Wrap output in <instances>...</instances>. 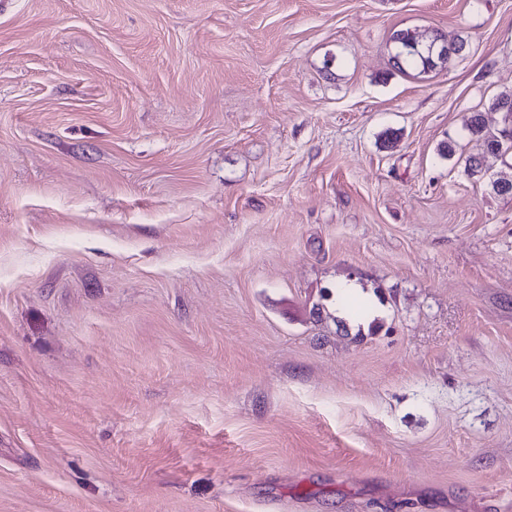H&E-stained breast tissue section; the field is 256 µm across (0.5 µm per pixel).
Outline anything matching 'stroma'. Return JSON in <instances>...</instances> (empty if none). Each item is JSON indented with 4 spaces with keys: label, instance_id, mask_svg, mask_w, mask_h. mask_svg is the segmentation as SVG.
Here are the masks:
<instances>
[{
    "label": "stroma",
    "instance_id": "obj_1",
    "mask_svg": "<svg viewBox=\"0 0 512 512\" xmlns=\"http://www.w3.org/2000/svg\"><path fill=\"white\" fill-rule=\"evenodd\" d=\"M510 92L512 0H10L0 512H512ZM439 36L427 38L415 30H401L393 35V40L397 43V52L392 56L393 67L399 71H405L406 67L418 69L419 72H428L437 67H446L448 62L461 51L454 53V49L448 48V45H464L463 40L452 42L450 44H441L437 52L442 56H448V61L442 60L436 53L435 46L438 44ZM405 46H410L412 51H404ZM420 47H425L421 50ZM507 126H509V128L507 129V127H505L500 131L499 135L491 133L486 131L482 114L478 112L472 113L466 122L465 128L472 137L481 142L482 151L466 159L465 170L467 173L470 171L468 166L470 160H477L486 167L487 158H497L509 149V147L506 146L505 140H509L510 143L512 141V124Z\"/></svg>",
    "mask_w": 512,
    "mask_h": 512
}]
</instances>
